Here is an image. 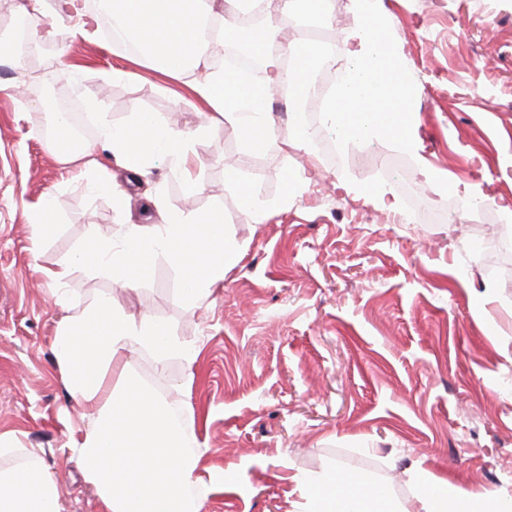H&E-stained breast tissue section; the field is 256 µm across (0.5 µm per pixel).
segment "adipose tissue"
<instances>
[{"label": "adipose tissue", "instance_id": "obj_1", "mask_svg": "<svg viewBox=\"0 0 512 512\" xmlns=\"http://www.w3.org/2000/svg\"><path fill=\"white\" fill-rule=\"evenodd\" d=\"M216 10L215 0H103L112 28L136 51L125 58L170 79L182 82L206 104L203 124L194 132L164 124L147 112L134 113L130 122L113 124L95 95H87L88 111L97 113L99 143L111 151L119 169L144 176L156 160H165L181 178L187 193L202 191L196 173L198 147L215 127L232 125L243 135L247 149L310 151L306 135L289 126L285 137L270 134V105L277 88L292 92L298 107L309 86L308 76L320 59L317 45L291 43L273 50L282 24L289 18L332 21L329 0H279L268 26L254 29L250 47L263 59V77L252 85L225 76L211 61L212 37L206 22L223 20L233 30L242 14L260 12L264 0H226ZM54 6L71 21V38L91 35L92 24L77 0H24L27 14ZM71 125L58 119L50 142L61 159H83L87 187L124 203L125 193L114 173L96 158L97 143L70 147ZM246 246L227 234L223 213L211 210L169 211L163 223L123 224L110 238L89 235L67 259L46 269L55 305H64V287L87 268L111 276L123 288L150 281L158 262L179 276L180 294L187 309L206 301L222 285L226 273L244 257ZM52 348L62 382L72 399L90 408L80 435L69 448L77 458L85 482L104 512H202L208 493L223 486V470L201 468V455L187 445L188 422L169 394L158 391L134 374V355L147 354L157 367L172 357L193 367L198 351L179 339L165 322L136 316L102 295L75 315L59 321ZM15 457L14 465L0 467V512H60L58 486L39 459L36 449L23 447L11 432L0 433V457ZM417 512H512V497L487 488H469L412 466ZM303 512H400L392 494L367 477L331 470L304 479L300 485Z\"/></svg>", "mask_w": 512, "mask_h": 512}]
</instances>
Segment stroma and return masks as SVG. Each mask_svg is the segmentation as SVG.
I'll use <instances>...</instances> for the list:
<instances>
[{
	"mask_svg": "<svg viewBox=\"0 0 512 512\" xmlns=\"http://www.w3.org/2000/svg\"><path fill=\"white\" fill-rule=\"evenodd\" d=\"M385 5L416 83L419 156L380 139L318 152L312 164L292 149L247 155L227 126L199 147L202 193L187 195L161 160L145 182L118 172L121 207L78 186L77 165L49 149L44 115L24 112L5 86L41 79L70 97L94 91L118 125L151 112L188 130L203 103L181 83L129 66L99 37L62 30L37 65L0 63V431L40 451L62 512L102 508L68 448L81 409L67 397L52 336L64 313L104 293L198 350L190 372L176 357L161 375L146 354L132 366L180 400L194 417L202 466L228 476L202 512H299L300 479L336 467L375 477L413 512L416 461L512 496V0ZM66 64L82 66L81 87L62 79ZM115 67L132 77L106 80ZM422 159L487 207L455 224L454 198L420 176ZM230 167L266 204L263 222L243 211ZM293 174L302 189L287 203ZM377 186L388 191L385 204L365 195ZM156 189L173 211L223 210L228 231L246 243L223 287L187 311L161 261L133 290L81 271L66 307L49 303L43 269L89 234L145 223V196ZM49 193L59 228L36 252L25 207Z\"/></svg>",
	"mask_w": 512,
	"mask_h": 512,
	"instance_id": "obj_1",
	"label": "stroma"
}]
</instances>
